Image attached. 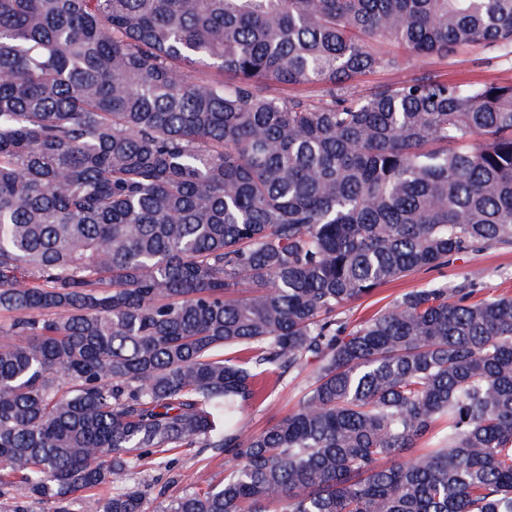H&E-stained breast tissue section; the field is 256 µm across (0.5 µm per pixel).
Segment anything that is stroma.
Segmentation results:
<instances>
[{
  "label": "stroma",
  "instance_id": "35a3bbf8",
  "mask_svg": "<svg viewBox=\"0 0 512 512\" xmlns=\"http://www.w3.org/2000/svg\"><path fill=\"white\" fill-rule=\"evenodd\" d=\"M422 71L448 80L512 84V51L499 47L464 48L446 57L423 59L403 70L376 69L357 77L356 90L365 95L399 84ZM472 280L477 281L481 294L512 295V248L492 246L478 252L460 253L447 265L388 282L343 308L341 318L352 327L387 309L405 292L432 286L453 287ZM314 372V367L310 366L299 373L285 374L279 382L270 384L263 399L244 408V429L257 433L276 424L296 406L302 391L312 383ZM232 464L231 455L221 450L178 448L168 453L165 466L142 461L132 470L130 480L144 490L148 512H157L162 497L173 498L192 487L220 483Z\"/></svg>",
  "mask_w": 512,
  "mask_h": 512
}]
</instances>
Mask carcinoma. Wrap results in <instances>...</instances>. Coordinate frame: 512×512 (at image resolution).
Returning <instances> with one entry per match:
<instances>
[{
  "mask_svg": "<svg viewBox=\"0 0 512 512\" xmlns=\"http://www.w3.org/2000/svg\"><path fill=\"white\" fill-rule=\"evenodd\" d=\"M473 46L512 0H0V488L146 512L140 461L218 448L158 512H512V297L339 318L512 246V84L353 90ZM314 372L315 364H312L300 373H286L279 382H272L263 399L244 408L241 416L244 430L261 432L293 410L301 392L313 382Z\"/></svg>",
  "mask_w": 512,
  "mask_h": 512,
  "instance_id": "obj_1",
  "label": "carcinoma"
}]
</instances>
